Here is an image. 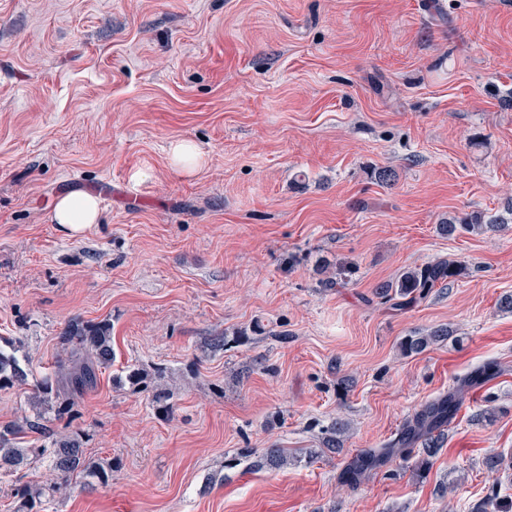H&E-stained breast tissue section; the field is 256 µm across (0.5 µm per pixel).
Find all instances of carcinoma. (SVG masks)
I'll return each mask as SVG.
<instances>
[{
  "mask_svg": "<svg viewBox=\"0 0 512 512\" xmlns=\"http://www.w3.org/2000/svg\"><path fill=\"white\" fill-rule=\"evenodd\" d=\"M512 224V202L508 204L507 215L485 218L479 211L461 217L453 216L440 224V230L453 237L466 232L479 234L493 231ZM466 271V266L455 260H438L409 268L396 279L381 283L375 289V296L383 303L398 298L412 302L426 299L434 288L443 287ZM63 341L68 345L66 352L55 358L50 371L35 378V394L47 405L57 406V415L62 418L73 411L76 395L96 386L98 370L112 362V326L109 322L70 321L62 332ZM448 338V329L436 328L425 335L406 336L400 342L403 354H419L429 346ZM17 342L0 336V389L22 386L29 382L32 371L29 359L19 356ZM500 371L497 363H488L464 379L455 389L424 404L398 430L396 437L387 446L355 455L347 465L348 481L355 484L368 478L371 473L391 461L405 457L409 448L418 449L419 460L416 469L427 470L442 444L448 423L464 404L466 394L482 379ZM43 430L39 420L23 419L22 422L0 430V473L13 474L23 470L38 457L48 458L49 466L60 479L54 490L67 488L71 478L81 479L84 485L93 487L102 484L112 476V460L93 463L86 458L85 450L75 435L60 434L53 440L51 448H32L25 437L30 432ZM257 455L251 466L258 469H280L288 465V452L275 445L260 452L246 450L245 456ZM44 491L32 485L15 489L18 498L17 512H39ZM471 512H512V497L495 492L472 506Z\"/></svg>",
  "mask_w": 512,
  "mask_h": 512,
  "instance_id": "cac0c4a2",
  "label": "carcinoma"
}]
</instances>
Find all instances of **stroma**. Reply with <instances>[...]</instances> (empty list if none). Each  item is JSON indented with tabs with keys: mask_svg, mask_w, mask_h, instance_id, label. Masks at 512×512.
Returning <instances> with one entry per match:
<instances>
[{
	"mask_svg": "<svg viewBox=\"0 0 512 512\" xmlns=\"http://www.w3.org/2000/svg\"><path fill=\"white\" fill-rule=\"evenodd\" d=\"M511 88L512 0H0V336L37 374L73 319L110 322L115 352L68 418L0 390V428L38 416L32 446L77 433L114 463L43 512H469L490 493L512 455V226H437L512 196ZM179 139L205 157L193 175L169 162ZM104 179L122 193L99 226L49 222ZM439 259L465 275L375 297ZM324 262L348 283L322 287ZM492 361L425 474L347 485L349 458ZM273 445L287 467L241 456ZM466 266L455 260H438L408 268L395 280L381 283L375 289V296L381 303L397 298H409L410 302L426 299L434 288L449 285L461 277ZM448 336V329L446 327H439L431 330L425 335L404 337L400 342V348L405 355L419 354L429 346L446 340Z\"/></svg>",
	"mask_w": 512,
	"mask_h": 512,
	"instance_id": "stroma-1",
	"label": "stroma"
}]
</instances>
